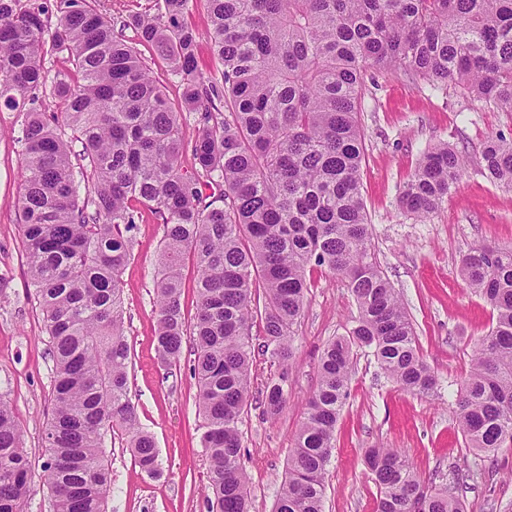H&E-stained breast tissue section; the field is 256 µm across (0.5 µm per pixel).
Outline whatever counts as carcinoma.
Masks as SVG:
<instances>
[{
	"label": "carcinoma",
	"instance_id": "1",
	"mask_svg": "<svg viewBox=\"0 0 512 512\" xmlns=\"http://www.w3.org/2000/svg\"><path fill=\"white\" fill-rule=\"evenodd\" d=\"M209 43L222 86L199 68L188 0H159L131 18L143 43L182 87L180 106L150 78L136 50L114 34L97 0H0V101L21 104L25 173L22 243L48 333L53 410L42 464L53 512H106L107 432L127 436L139 466L158 472L154 437L129 397L130 347L121 275L134 248L136 204L160 215L156 275L157 352L166 364L194 344L192 373L208 460V512H250L240 424L252 396L260 317L264 352L279 371L265 386V412L288 398L294 325L307 272L342 277L359 309L350 337L326 345L319 382L288 457L273 512H324L327 467L348 397L353 347L410 392L436 376L415 327L372 251L360 183L359 115L369 70L400 72L436 90L457 87L512 116V0H206ZM56 22H51V18ZM67 53L71 69L49 76L45 58ZM57 111L46 115V96ZM224 99V116H213ZM203 127L184 142L178 113ZM83 145L79 198L65 130ZM191 153L194 167L184 169ZM481 167L512 188V137L487 138ZM465 161L440 142L424 152L400 203L420 218L460 188ZM198 268L197 308H181L187 259ZM469 288L495 324L474 344L456 398L468 451L512 452V246L473 248L461 260ZM377 512H464L448 485L426 486L399 448L365 452ZM34 467L13 408L0 400V512H26Z\"/></svg>",
	"mask_w": 512,
	"mask_h": 512
}]
</instances>
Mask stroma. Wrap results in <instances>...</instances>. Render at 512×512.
Here are the masks:
<instances>
[{
    "label": "stroma",
    "mask_w": 512,
    "mask_h": 512,
    "mask_svg": "<svg viewBox=\"0 0 512 512\" xmlns=\"http://www.w3.org/2000/svg\"><path fill=\"white\" fill-rule=\"evenodd\" d=\"M100 9L117 35L136 44L170 101L179 103L177 78L127 24L132 14L155 13V0H100ZM372 77L362 102L365 155L360 172L372 244L437 384L422 394L406 392L383 373L370 349L355 350L350 397L336 426L326 477L324 512H375L377 488L364 452L378 445L405 450L425 482L457 485L465 480L459 491L465 512H490L493 502L512 512V456L491 465L477 461L464 447L454 414L473 342L493 321L491 307L467 288L461 259L481 243H512V190L481 176L480 153L489 135H512V118L460 91L434 90L400 73L376 71ZM23 120V113L0 107V397L19 416L25 447L38 467L47 457L52 361L20 235ZM443 141L465 152L471 166L463 185L422 220L401 208V191L421 155ZM139 211L137 245L122 274L129 396L141 425L155 439L161 472L141 470L126 437L106 434L105 459L112 472L107 512H207L202 489L208 462L195 405L194 355L184 350L180 361L169 366L156 350L154 279L164 228L150 206ZM309 279L304 314L295 327L288 402L278 415L266 414L262 405L264 384L278 366L269 354H255L253 400L241 425L250 512H273L306 400L318 383L321 353L332 339L347 335L358 317L357 303L340 277L316 269Z\"/></svg>",
    "instance_id": "obj_1"
}]
</instances>
